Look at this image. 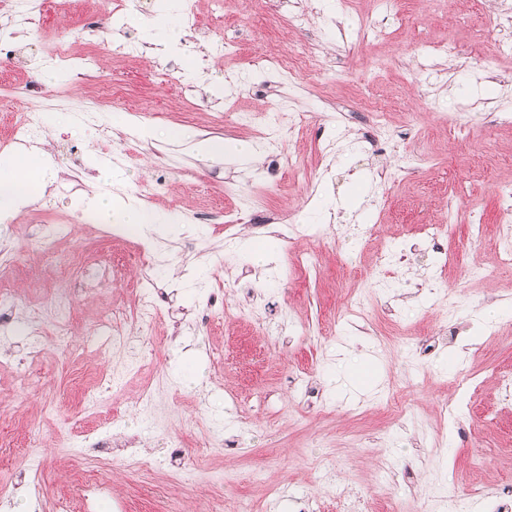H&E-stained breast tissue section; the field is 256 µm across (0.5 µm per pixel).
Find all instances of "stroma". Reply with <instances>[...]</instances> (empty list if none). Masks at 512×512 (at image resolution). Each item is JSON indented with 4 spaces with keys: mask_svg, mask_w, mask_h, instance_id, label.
Instances as JSON below:
<instances>
[{
    "mask_svg": "<svg viewBox=\"0 0 512 512\" xmlns=\"http://www.w3.org/2000/svg\"><path fill=\"white\" fill-rule=\"evenodd\" d=\"M313 10L310 28L290 25L295 10ZM158 12V0H140L128 19L110 17L105 26L111 52L92 66L100 81L42 62L45 46L97 21L88 0H72L65 11L43 13L40 22L20 23L0 14V34L13 36V53L0 67V97L26 92V105L70 116L46 128L36 146L51 164L52 177L39 183L32 202L0 223V285L12 288L26 311L0 327V433L14 441L0 454V473L20 487L0 512H30L26 450L30 429L48 440L40 455L38 480L45 496H66L73 478L90 464L83 438L71 431L82 423L95 429L113 407L122 420L107 430L110 454L100 463L111 484V499L98 512H163L124 466L129 449L165 483L178 469L175 489L182 512L208 496L260 502L264 512H337L331 488L342 487L364 506L375 507L378 480L386 478L402 512L432 492L452 512L457 497L491 500L512 487V404L505 403L501 377L512 374V266L498 261L497 188L512 180V125L495 117L512 113V54L499 50L512 38L505 24L512 0H398L384 16L377 0H354L350 11L336 0H275L257 10L237 0L225 13L219 0H197V27L220 33L236 54L213 56L196 43L183 23L142 29ZM385 25L390 38L351 44L359 22ZM453 40L462 54L434 56L414 78L413 50ZM292 43L311 47L315 58L336 73L322 81L299 76L281 85L252 68L261 53H281ZM243 74L261 95H234L225 77ZM182 79L181 89L166 85ZM120 80L124 96L141 107L127 126L113 121L115 110L86 113L91 97L106 95ZM486 84L472 99V84ZM64 96L45 100L44 88ZM279 109L282 126L291 111L312 115L309 126L284 139L280 155L260 153L247 164L197 153L202 138L259 143L256 126L235 124L224 112ZM390 116L388 130L372 126L371 112ZM336 128L334 149L319 146L323 128ZM299 157L298 168L284 163ZM405 155L421 156L414 172L385 176ZM100 159L124 179L103 180L91 165ZM70 176L75 192L60 191ZM132 197L171 218L168 226L128 236L99 223H84L85 203L98 196ZM481 215L485 231L475 236L459 223L463 247L451 264L438 261L420 228L433 222L446 201ZM252 209L256 224L224 227V213ZM307 217V238L289 235L291 211ZM55 224L49 249L63 257L75 248L85 272L75 285L72 345L45 339L32 351L29 310L45 309L57 284L47 264L28 261L35 239ZM271 237L276 256L252 261L231 243ZM399 241L391 266L375 264L381 238ZM317 251L316 271L296 269L301 254ZM480 265L491 277L465 279ZM151 278L165 311L139 369L124 389L103 385L89 404L83 389L100 373L122 368L127 352L83 348L89 315L111 305L132 304L130 284ZM435 281L454 299L447 314L422 287ZM366 297L365 320L343 321L346 303ZM247 308L236 321L203 322L208 305ZM319 321L315 335L302 324ZM472 380L460 387L459 375ZM151 384L153 410L127 404L141 385ZM459 405V420L445 428L441 402ZM214 448H199L197 437Z\"/></svg>",
    "mask_w": 512,
    "mask_h": 512,
    "instance_id": "35a3bbf8",
    "label": "stroma"
}]
</instances>
